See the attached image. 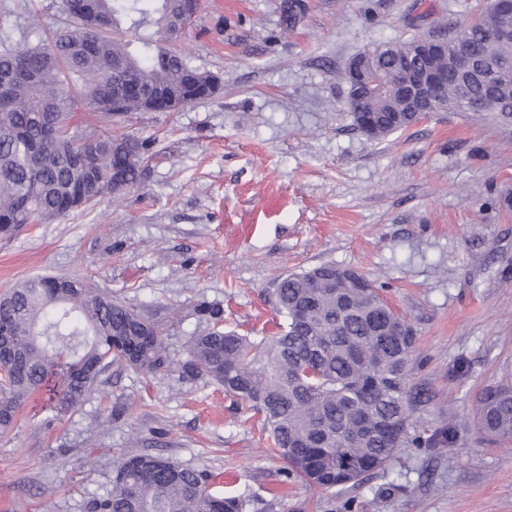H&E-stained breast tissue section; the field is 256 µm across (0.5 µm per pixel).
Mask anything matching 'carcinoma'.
<instances>
[{
	"mask_svg": "<svg viewBox=\"0 0 512 512\" xmlns=\"http://www.w3.org/2000/svg\"><path fill=\"white\" fill-rule=\"evenodd\" d=\"M66 25L50 37L34 30L16 39L0 35V74L16 69L38 75L0 99V237L23 224L52 223L69 214L66 198L87 173L121 194L140 176L141 156L121 151L129 135L72 126L77 112L107 120L142 111L137 91L166 90L191 102L215 75L169 51L164 43L191 22L185 0H60ZM490 6L474 20L472 55L496 63L494 82L467 86L452 61L455 48L432 57L443 69V109L476 112L512 122V39L492 34L501 26ZM126 30L135 41L120 37ZM428 37L361 51L372 63L371 87L349 85L374 114L372 139L415 121L395 81L403 57ZM124 187L112 188V171ZM334 264L280 278L274 288L286 324L275 336L252 340L224 330V310L203 304L208 323L187 356L174 361L160 325L83 279L60 294L52 277L28 279L0 300V323L11 327L8 362L0 374V431L15 423L28 396L55 378L59 409L69 411L101 383L112 366L145 376L174 371L180 379H211L264 418L277 452L292 475L334 496L386 469L402 446H431L447 437L443 426L417 432L421 394L411 381L415 330L392 315L373 283L349 288L330 278ZM476 430L490 439L512 438V386L485 388L475 407ZM242 500L212 486L204 469L168 457L126 456L113 468L110 488L85 501L83 512H242Z\"/></svg>",
	"mask_w": 512,
	"mask_h": 512,
	"instance_id": "cac0c4a2",
	"label": "carcinoma"
}]
</instances>
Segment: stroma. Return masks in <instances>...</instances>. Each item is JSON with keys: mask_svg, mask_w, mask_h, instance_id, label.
<instances>
[{"mask_svg": "<svg viewBox=\"0 0 512 512\" xmlns=\"http://www.w3.org/2000/svg\"><path fill=\"white\" fill-rule=\"evenodd\" d=\"M0 10V33L61 29L58 0ZM204 0L173 49L221 78L177 112H132L147 143L139 182L0 240V295L46 275L92 281L167 323L175 359L224 309V326L276 333L274 288L322 264L353 268L415 328L412 382L457 432L404 448L336 497L288 477L260 416L221 386L112 368L74 411L26 400L0 432V512H81L135 453L208 469L244 512H512V442L474 425L481 391L512 383V123L432 112L371 140L352 123L347 61L368 45L467 25L482 0Z\"/></svg>", "mask_w": 512, "mask_h": 512, "instance_id": "1", "label": "stroma"}]
</instances>
